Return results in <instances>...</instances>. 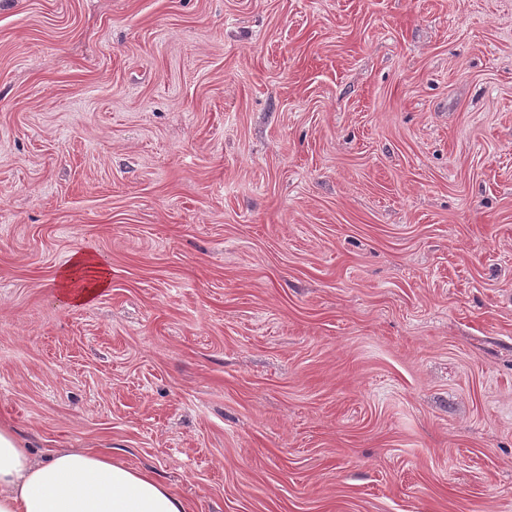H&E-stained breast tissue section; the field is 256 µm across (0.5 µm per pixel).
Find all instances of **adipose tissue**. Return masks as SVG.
Returning a JSON list of instances; mask_svg holds the SVG:
<instances>
[{"mask_svg":"<svg viewBox=\"0 0 512 512\" xmlns=\"http://www.w3.org/2000/svg\"><path fill=\"white\" fill-rule=\"evenodd\" d=\"M108 284L89 252L73 254L59 282L75 305L91 303ZM0 512H189V505L149 472L83 448L34 460L29 443L0 423Z\"/></svg>","mask_w":512,"mask_h":512,"instance_id":"ef3b65f1","label":"adipose tissue"}]
</instances>
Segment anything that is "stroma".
I'll return each mask as SVG.
<instances>
[{
	"label": "stroma",
	"instance_id": "obj_1",
	"mask_svg": "<svg viewBox=\"0 0 512 512\" xmlns=\"http://www.w3.org/2000/svg\"><path fill=\"white\" fill-rule=\"evenodd\" d=\"M0 421L190 512H512V0H0ZM108 284L107 269L89 252L74 253L59 282L72 305L91 303Z\"/></svg>",
	"mask_w": 512,
	"mask_h": 512
}]
</instances>
